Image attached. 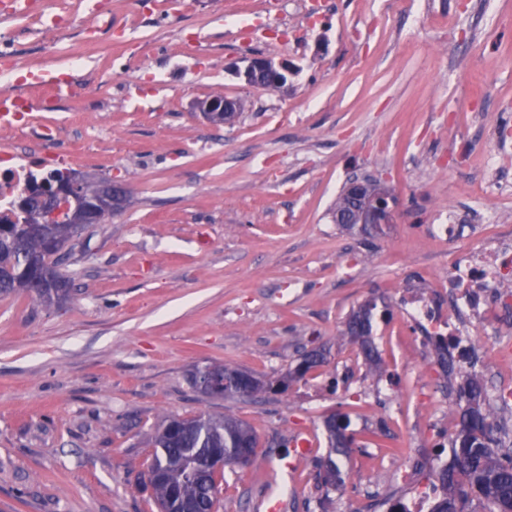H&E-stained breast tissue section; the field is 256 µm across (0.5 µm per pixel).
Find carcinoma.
<instances>
[{"instance_id": "cac0c4a2", "label": "carcinoma", "mask_w": 512, "mask_h": 512, "mask_svg": "<svg viewBox=\"0 0 512 512\" xmlns=\"http://www.w3.org/2000/svg\"><path fill=\"white\" fill-rule=\"evenodd\" d=\"M36 188L21 200L16 221L0 223V294L25 291L43 303H60L70 296V277L62 272L63 258L54 256L51 245L66 242L87 228L85 224H43ZM373 312L360 306L349 315L345 335L369 343ZM217 373L229 382L228 397L250 389L251 395L265 393L250 384V372L229 366L208 365L196 370L193 386L204 373ZM466 408L460 429L452 440L453 461L442 469L439 479L444 497L432 512H512V446L495 434L496 405L476 377L463 391ZM336 419L326 421L329 444L327 456L319 461L318 479L326 488L344 484V473L337 457L345 455L352 437L335 428ZM167 422L151 440L154 448L150 468L164 473L165 479L152 488L160 512H182L183 501L193 503L196 512H218V494L224 471L196 468L194 464L219 449L226 466L238 464L246 453L255 457L258 439L252 428L231 415L201 414L181 419L179 432L172 433Z\"/></svg>"}]
</instances>
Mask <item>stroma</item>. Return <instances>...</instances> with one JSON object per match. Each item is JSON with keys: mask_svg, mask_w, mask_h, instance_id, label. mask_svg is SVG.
I'll return each mask as SVG.
<instances>
[{"mask_svg": "<svg viewBox=\"0 0 512 512\" xmlns=\"http://www.w3.org/2000/svg\"><path fill=\"white\" fill-rule=\"evenodd\" d=\"M321 11L323 21L306 19ZM94 44L61 33L47 48L23 18L0 23L10 49L70 74L89 93L44 100L25 73L0 95L26 97L44 133L77 146L69 171L121 181L127 207L72 239L69 301L0 296V512H158L143 479L154 430L169 417L229 414L260 445L228 468L220 512H368L369 501L413 504L418 486L451 464L464 399L437 375L400 376L375 399L411 327L395 292L448 269L430 228L457 211L512 227V0H93ZM298 32L289 46L240 33L257 19ZM84 64L69 73L66 60ZM286 61L284 88L247 85L243 57ZM243 99L231 125L194 108ZM385 181L393 223L370 233L331 209L352 176ZM373 302L377 365L344 336ZM498 382L512 324L470 328ZM322 365L294 374L302 354ZM223 364L283 392L214 398L190 382ZM350 420L344 486L317 485L324 423ZM307 452L290 451L295 439Z\"/></svg>", "mask_w": 512, "mask_h": 512, "instance_id": "35a3bbf8", "label": "stroma"}]
</instances>
